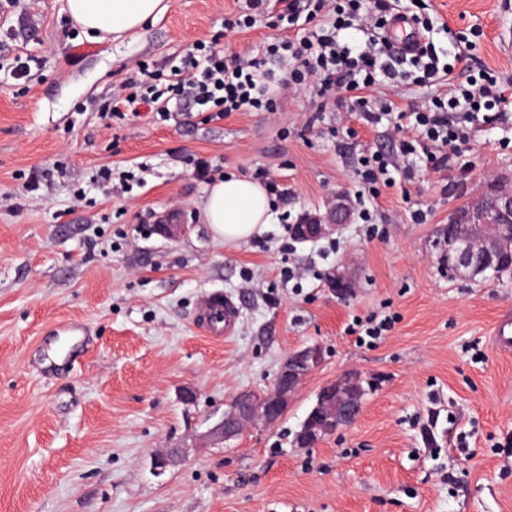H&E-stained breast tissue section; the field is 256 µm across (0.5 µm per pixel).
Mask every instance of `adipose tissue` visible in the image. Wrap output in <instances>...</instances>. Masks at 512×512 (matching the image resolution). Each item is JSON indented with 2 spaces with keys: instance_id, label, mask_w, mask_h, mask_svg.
I'll use <instances>...</instances> for the list:
<instances>
[{
  "instance_id": "obj_1",
  "label": "adipose tissue",
  "mask_w": 512,
  "mask_h": 512,
  "mask_svg": "<svg viewBox=\"0 0 512 512\" xmlns=\"http://www.w3.org/2000/svg\"><path fill=\"white\" fill-rule=\"evenodd\" d=\"M70 21L94 39L122 43L163 17L170 0H64ZM204 218L217 239L236 245L263 233L272 222V204L262 184L244 177L216 180L205 192Z\"/></svg>"
}]
</instances>
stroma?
Returning a JSON list of instances; mask_svg holds the SVG:
<instances>
[{"mask_svg":"<svg viewBox=\"0 0 512 512\" xmlns=\"http://www.w3.org/2000/svg\"><path fill=\"white\" fill-rule=\"evenodd\" d=\"M10 3L0 7V512H512V350L492 336L512 314V276L451 279L436 248L457 204L512 189L502 143L512 109L476 132L466 169L395 171L371 224L301 243L284 214L354 195L359 157L393 148L387 124L355 120L350 92L322 113L310 82L273 112L110 116L143 65L163 68L197 43L263 55L270 16L228 31L247 0H171L115 45L88 40L62 0ZM400 6L432 24L441 63L460 80L484 68L512 82V0ZM18 55L30 60L20 80ZM444 92L409 73L376 86L369 103L414 112ZM198 157L210 178L190 166ZM105 166L133 173L129 193L99 179ZM259 170L287 200L260 237L224 246L203 220L205 191ZM173 213L191 226L175 240L158 229ZM339 265L356 283L347 296L328 286ZM214 289L240 306L233 336L197 325ZM373 315L390 316L391 330L352 334ZM64 321L89 326L90 353L58 336ZM314 343L325 361L277 422L206 441L226 403L269 391L288 353ZM349 370L366 388L358 420L294 447L320 386ZM171 448L183 459L156 472Z\"/></svg>","mask_w":512,"mask_h":512,"instance_id":"obj_1","label":"stroma"}]
</instances>
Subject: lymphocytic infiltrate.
I'll return each mask as SVG.
<instances>
[{
  "mask_svg": "<svg viewBox=\"0 0 512 512\" xmlns=\"http://www.w3.org/2000/svg\"><path fill=\"white\" fill-rule=\"evenodd\" d=\"M279 27L291 30L288 38L268 44L269 53L289 63L286 78L264 73L260 61L227 54L212 45L199 44L196 51L172 61L166 71H145L137 90L119 96L114 116L186 108L204 113L207 120L244 110L273 111L281 90L309 81L319 83L323 93L338 90L365 93L381 82L394 80L403 58L379 31L385 28L396 0H278ZM365 13L361 41L350 43L343 33L351 17ZM426 79H448V97L436 100L419 112L399 110L394 102L382 108L362 107L356 119L373 126L392 124L401 137L397 152L406 157L430 160L435 168L457 166L470 141L473 122L491 124L500 112L512 106V83L493 79L450 82L449 65L440 64L428 44H419L410 58Z\"/></svg>",
  "mask_w": 512,
  "mask_h": 512,
  "instance_id": "obj_1",
  "label": "lymphocytic infiltrate"
}]
</instances>
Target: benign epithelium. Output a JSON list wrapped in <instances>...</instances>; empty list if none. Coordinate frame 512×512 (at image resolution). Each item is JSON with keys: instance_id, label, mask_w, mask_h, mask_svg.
<instances>
[{"instance_id": "obj_1", "label": "benign epithelium", "mask_w": 512, "mask_h": 512, "mask_svg": "<svg viewBox=\"0 0 512 512\" xmlns=\"http://www.w3.org/2000/svg\"><path fill=\"white\" fill-rule=\"evenodd\" d=\"M353 210L343 193L331 195L323 214L306 212L293 226L294 237L314 241L342 231L352 223ZM451 231L438 241L441 267L448 277L463 281H483L501 263H512V190H501L492 200L478 197L456 206L451 214ZM328 285L340 296L354 288L353 280L340 268L328 276ZM319 344L292 350L284 361L272 389L265 394L244 391L224 410L223 419L210 435L224 442L245 430L274 423L283 413L288 397L325 361ZM362 377L345 372L326 382L317 392L308 434L321 441L352 424L363 409Z\"/></svg>"}]
</instances>
